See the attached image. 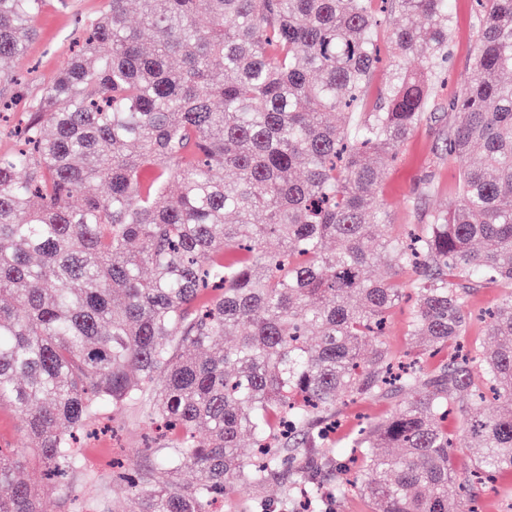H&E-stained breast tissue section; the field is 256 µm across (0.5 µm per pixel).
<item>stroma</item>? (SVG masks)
I'll return each mask as SVG.
<instances>
[{
    "mask_svg": "<svg viewBox=\"0 0 512 512\" xmlns=\"http://www.w3.org/2000/svg\"><path fill=\"white\" fill-rule=\"evenodd\" d=\"M104 0H44L36 18V35L25 54L14 61L17 82H0V96H14L27 102L40 96L58 72L67 67L83 24L95 20ZM452 39L448 67L453 80H467L471 74L477 21L472 0H452L450 4ZM448 110L423 122L405 142L396 161L387 163L376 187V200L383 203L393 224L421 223L425 212L453 209L458 201V172L448 162L444 135L448 129ZM433 178L435 189L422 200L414 195L426 178ZM393 404L388 400L349 404L342 409V420L332 437L334 458H343L349 433L362 421L388 416ZM115 436H103L84 450V467L69 480L70 491L57 492L45 499V512H85L102 502L107 512H122L127 500L124 485L113 481L111 461L123 455L131 467H150L155 456L143 442V426L135 411L115 417ZM285 486L280 482L253 490L239 488L224 500L223 512H280Z\"/></svg>",
    "mask_w": 512,
    "mask_h": 512,
    "instance_id": "obj_1",
    "label": "stroma"
}]
</instances>
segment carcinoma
Returning <instances> with one entry per match:
<instances>
[{
	"label": "carcinoma",
	"instance_id": "obj_1",
	"mask_svg": "<svg viewBox=\"0 0 512 512\" xmlns=\"http://www.w3.org/2000/svg\"><path fill=\"white\" fill-rule=\"evenodd\" d=\"M476 3L473 74L449 102L459 200L399 236L373 190L432 117L449 0H106L0 155V407L28 444L0 448V512H42L91 425L127 409L160 440L152 469L118 472L125 512H211L273 480L292 499L310 471L289 450L325 467L320 424L380 399L396 410L353 431L328 495L478 512L474 485L512 474V0ZM41 5L0 0V81ZM484 285L503 294L478 354L427 368ZM404 303L407 362L384 341Z\"/></svg>",
	"mask_w": 512,
	"mask_h": 512
}]
</instances>
